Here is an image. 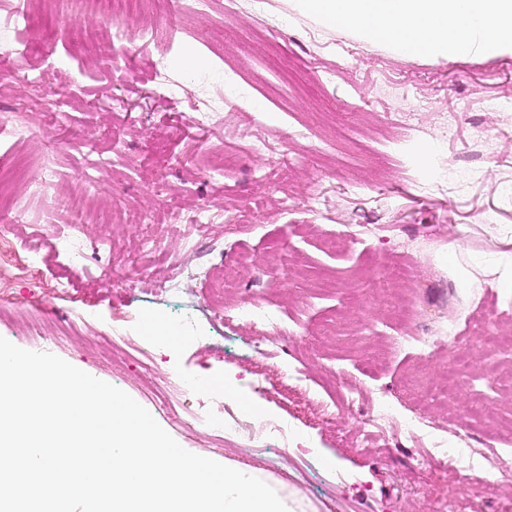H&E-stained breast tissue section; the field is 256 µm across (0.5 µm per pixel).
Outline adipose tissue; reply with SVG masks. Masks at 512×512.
<instances>
[{
	"label": "adipose tissue",
	"mask_w": 512,
	"mask_h": 512,
	"mask_svg": "<svg viewBox=\"0 0 512 512\" xmlns=\"http://www.w3.org/2000/svg\"><path fill=\"white\" fill-rule=\"evenodd\" d=\"M330 27L402 56L512 55V0H297Z\"/></svg>",
	"instance_id": "ef3b65f1"
}]
</instances>
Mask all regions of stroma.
Here are the masks:
<instances>
[{
  "label": "stroma",
  "mask_w": 512,
  "mask_h": 512,
  "mask_svg": "<svg viewBox=\"0 0 512 512\" xmlns=\"http://www.w3.org/2000/svg\"><path fill=\"white\" fill-rule=\"evenodd\" d=\"M113 7L36 0L35 65L69 67ZM133 23L175 39L80 90L0 84V116L43 131L0 145V165L50 168L59 191L45 224L14 187L0 337L123 390L184 449L249 465L295 512H512V477L459 496V478L397 430L414 411L470 432L472 449L512 451L498 390L512 374V283L479 267L512 254V55L400 57L295 0H210L187 19L151 0ZM189 46L203 65H180ZM196 97L238 109L215 129L196 120ZM197 208L211 217L200 235L185 222ZM78 217L85 265L67 270L57 236ZM410 263L418 276L398 273ZM178 266L205 273L162 292ZM62 273L69 289L53 292ZM402 297L428 354L399 340ZM487 300L505 309L495 355L469 334ZM255 302L280 326L236 318ZM172 314L194 320L195 338L157 342L148 319ZM457 346L475 382L448 399ZM350 383L365 394L345 403ZM375 393L396 408L381 431ZM245 399L262 418L241 416ZM210 416L238 434L211 431Z\"/></svg>",
  "instance_id": "1"
}]
</instances>
